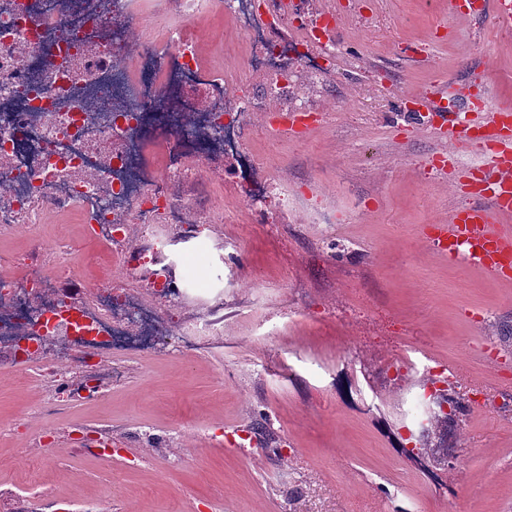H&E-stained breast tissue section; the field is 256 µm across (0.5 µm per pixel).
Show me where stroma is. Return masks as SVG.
Segmentation results:
<instances>
[{"mask_svg": "<svg viewBox=\"0 0 512 512\" xmlns=\"http://www.w3.org/2000/svg\"><path fill=\"white\" fill-rule=\"evenodd\" d=\"M490 20L449 17L448 0H349L336 19L334 66H297L293 92L242 128L253 211L225 157L233 221L162 234L181 282L205 253V287L224 292V334L209 348L144 358L113 355L111 391L60 408L50 384L18 391L0 361V512L12 494L87 497L102 512H512V285L448 264L426 240L473 195L463 169L472 143L449 144L406 106L436 76L479 74L491 102L512 104V34L484 38ZM224 17L188 26L203 56L254 92L244 43ZM317 113L303 141L272 139V117ZM54 246L79 224L15 226L0 257L34 235ZM457 369V391L483 389L492 408L468 410L451 438L452 467L400 455L418 447L406 411ZM266 415L275 449L251 427ZM101 424L112 456L73 455Z\"/></svg>", "mask_w": 512, "mask_h": 512, "instance_id": "stroma-1", "label": "stroma"}]
</instances>
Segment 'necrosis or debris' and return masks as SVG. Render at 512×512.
<instances>
[{
    "label": "necrosis or debris",
    "instance_id": "necrosis-or-debris-1",
    "mask_svg": "<svg viewBox=\"0 0 512 512\" xmlns=\"http://www.w3.org/2000/svg\"><path fill=\"white\" fill-rule=\"evenodd\" d=\"M262 0H173L171 14H147L146 0H0V235L49 216L78 217L89 241L107 247L121 282L62 288L70 266L56 252L16 251L0 271V351L39 364L55 395L71 401L111 389L112 352L155 353L170 328L160 310L175 289L155 279L131 289L154 256L164 225L220 224L224 189L209 182L208 208L188 194L196 170L214 155L236 153L244 116L264 97L287 96L290 72L323 73L334 61L326 45L335 11L307 23L292 0H271L292 38L270 37L256 23ZM222 13L238 37L262 44L247 64L266 75L264 97L245 93L238 77L209 68L185 26ZM238 99L229 108L227 98ZM141 225L143 242L128 250L122 232ZM224 327L220 296L206 315L183 327L180 345H202ZM95 354L96 377L65 378L74 359Z\"/></svg>",
    "mask_w": 512,
    "mask_h": 512
}]
</instances>
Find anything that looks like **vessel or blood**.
<instances>
[{"label":"vessel or blood","instance_id":"obj_1","mask_svg":"<svg viewBox=\"0 0 512 512\" xmlns=\"http://www.w3.org/2000/svg\"><path fill=\"white\" fill-rule=\"evenodd\" d=\"M481 122L493 137L488 163L480 169L479 182L490 191L482 202L454 210L447 223L436 225L427 240L435 252L449 260L465 261L489 276L512 279V105L489 103Z\"/></svg>","mask_w":512,"mask_h":512}]
</instances>
